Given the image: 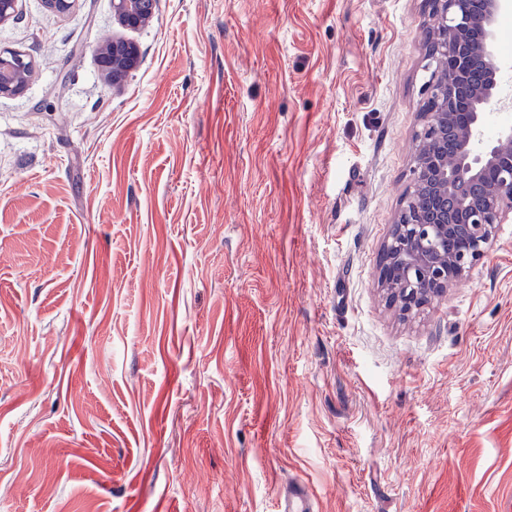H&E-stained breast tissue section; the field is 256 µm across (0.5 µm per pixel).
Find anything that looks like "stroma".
Returning a JSON list of instances; mask_svg holds the SVG:
<instances>
[{
  "label": "stroma",
  "mask_w": 512,
  "mask_h": 512,
  "mask_svg": "<svg viewBox=\"0 0 512 512\" xmlns=\"http://www.w3.org/2000/svg\"><path fill=\"white\" fill-rule=\"evenodd\" d=\"M424 0H21L0 48V512H512V222L377 289ZM135 44L111 81L100 43ZM154 2L155 0H112V11L122 25L135 28L148 21ZM33 64L23 54L0 50V97L22 94L27 86ZM279 512H312L314 511V495L308 484L296 480L285 492L278 506Z\"/></svg>",
  "instance_id": "1"
}]
</instances>
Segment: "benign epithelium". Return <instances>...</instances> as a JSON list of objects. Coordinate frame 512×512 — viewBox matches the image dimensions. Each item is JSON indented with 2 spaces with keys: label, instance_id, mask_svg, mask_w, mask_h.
Segmentation results:
<instances>
[{
  "label": "benign epithelium",
  "instance_id": "benign-epithelium-1",
  "mask_svg": "<svg viewBox=\"0 0 512 512\" xmlns=\"http://www.w3.org/2000/svg\"><path fill=\"white\" fill-rule=\"evenodd\" d=\"M49 15L77 0H43ZM155 0H112L119 22L148 21ZM512 0H427V99L421 112L412 181L379 253L378 288L404 315L419 312L464 278L488 252L498 225L512 219V125L487 140V108L512 109L500 82L496 24ZM112 81L137 60L135 47L100 48ZM33 64L0 50V97L22 94Z\"/></svg>",
  "mask_w": 512,
  "mask_h": 512
}]
</instances>
